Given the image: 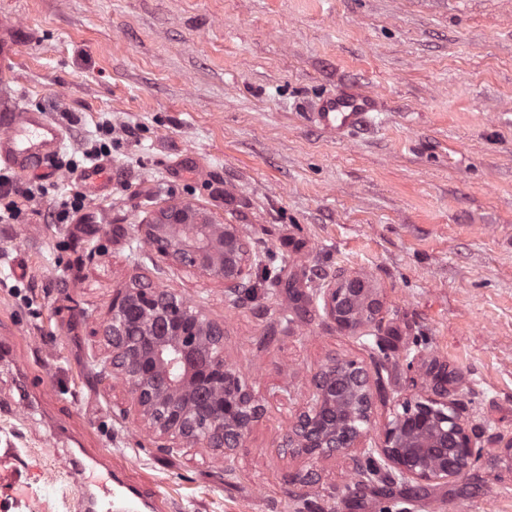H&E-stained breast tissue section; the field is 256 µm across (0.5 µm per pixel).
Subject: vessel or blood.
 Wrapping results in <instances>:
<instances>
[{
    "instance_id": "1",
    "label": "vessel or blood",
    "mask_w": 512,
    "mask_h": 512,
    "mask_svg": "<svg viewBox=\"0 0 512 512\" xmlns=\"http://www.w3.org/2000/svg\"><path fill=\"white\" fill-rule=\"evenodd\" d=\"M23 29L0 28V77L12 76L16 46ZM380 103L373 94L353 88H341L312 100L307 110L310 119L325 132L345 138L361 129L369 113L378 111ZM64 141L61 126L48 112L20 106L9 88L0 89V165L19 173H52L51 163L60 153ZM78 178L87 196L93 199L109 194L112 181L104 164L83 169Z\"/></svg>"
}]
</instances>
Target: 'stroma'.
<instances>
[{
	"mask_svg": "<svg viewBox=\"0 0 512 512\" xmlns=\"http://www.w3.org/2000/svg\"><path fill=\"white\" fill-rule=\"evenodd\" d=\"M32 30L13 76L81 158L112 121V191L84 224L51 219L78 190L56 171L24 221L0 223V512H80L67 455L141 487L164 512H512V0H0ZM341 86L381 109L346 140L308 100ZM235 224L260 260L256 300L160 262L138 225L173 203ZM28 267L14 273L16 261ZM372 279L378 340L342 332L313 289ZM224 326V358L265 415L232 459L163 452L112 415L100 330L133 277ZM289 326H281L282 317ZM379 372L370 443L429 370L458 379L478 462L447 483L354 490L355 460L281 446L331 358Z\"/></svg>",
	"mask_w": 512,
	"mask_h": 512,
	"instance_id": "stroma-1",
	"label": "stroma"
}]
</instances>
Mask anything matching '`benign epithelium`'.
<instances>
[{
    "instance_id": "1",
    "label": "benign epithelium",
    "mask_w": 512,
    "mask_h": 512,
    "mask_svg": "<svg viewBox=\"0 0 512 512\" xmlns=\"http://www.w3.org/2000/svg\"><path fill=\"white\" fill-rule=\"evenodd\" d=\"M138 231L161 262L224 283L228 300L259 265L237 225L216 224L190 203L161 209ZM316 296L340 331L359 329L369 337L379 327L383 306L366 277L344 276L316 289ZM101 336L110 352L99 379H120L133 395L131 406L117 405L113 416L136 413L165 451L218 448L229 458L245 447L264 405L224 360L223 325L177 293L135 280L112 294ZM446 383L447 373L436 374L433 395L403 404L386 425L384 445L369 448L365 439L380 377L354 361L333 359L313 376L312 397L291 420L282 447L313 458L377 455L395 480L445 481L477 459Z\"/></svg>"
}]
</instances>
